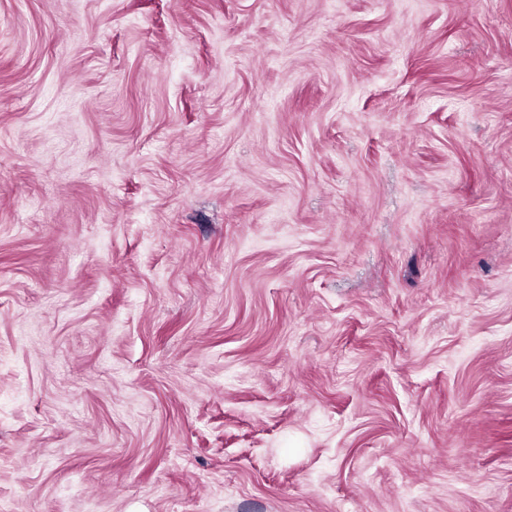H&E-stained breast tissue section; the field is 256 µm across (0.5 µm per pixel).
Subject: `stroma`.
<instances>
[{
    "label": "stroma",
    "instance_id": "35a3bbf8",
    "mask_svg": "<svg viewBox=\"0 0 512 512\" xmlns=\"http://www.w3.org/2000/svg\"><path fill=\"white\" fill-rule=\"evenodd\" d=\"M0 512H512V0H0Z\"/></svg>",
    "mask_w": 512,
    "mask_h": 512
}]
</instances>
